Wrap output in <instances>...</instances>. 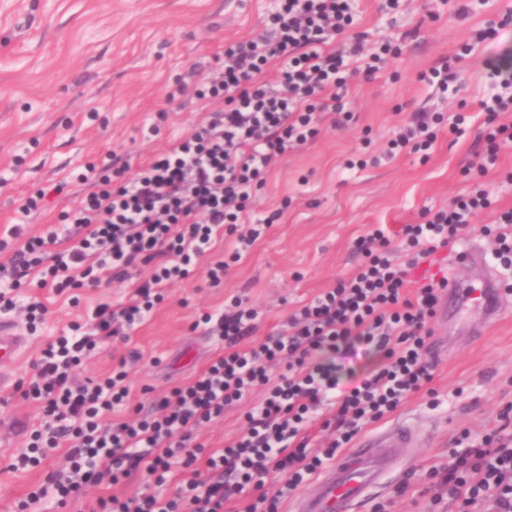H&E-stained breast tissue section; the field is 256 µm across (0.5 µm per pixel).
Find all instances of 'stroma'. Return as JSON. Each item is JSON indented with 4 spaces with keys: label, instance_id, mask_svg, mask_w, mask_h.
Returning <instances> with one entry per match:
<instances>
[{
    "label": "stroma",
    "instance_id": "1",
    "mask_svg": "<svg viewBox=\"0 0 512 512\" xmlns=\"http://www.w3.org/2000/svg\"><path fill=\"white\" fill-rule=\"evenodd\" d=\"M276 0H0V259L22 238L53 231L76 233L63 214L75 209L91 190L80 175L92 164L113 158L138 166L169 149L207 115L194 89L220 70L225 44L263 34ZM354 33L364 48L389 41L400 52L388 58L371 80L352 79L344 99L352 118L344 128L324 127L313 141L291 151L271 173L252 205L253 218L274 210L282 216L251 251L232 265L218 287L204 272L169 286L162 302L128 341L106 343L76 370L78 381L116 370L128 351L126 402L110 420L131 418L134 407L150 411L153 395L186 381L222 349L195 322L204 313L242 299L258 313V336L282 329L291 312L337 279L350 277L363 258L355 239L369 227L389 232L418 220L421 211L439 209L457 196L479 189L493 202L480 214L476 231L462 244L481 247L503 283L512 284V267L500 265L490 238L480 226L493 224L497 211L512 208V148L479 180L465 171L486 154V114L481 102L499 88L484 65L493 52H512V31L497 40L478 41L512 10V0H352ZM469 53H462V46ZM449 62L447 87L422 81L423 73ZM439 112L444 117L427 153L405 151L384 156L386 142L410 113ZM464 112L461 131L449 121ZM158 134H149L151 125ZM367 158L365 167L348 161ZM47 194L39 210H23L37 189ZM39 296L49 308L46 319L26 330V346L9 368L13 386L0 389V512H14L19 500L42 484L63 461V449L49 453L40 466L12 470L28 450L32 430L43 414L38 402L23 399L17 382L26 380L46 344L85 321L97 304L126 299L128 287L82 288L56 294L21 289ZM478 315L443 326L433 319L437 352L430 391L409 397L391 421L424 427L426 442L418 458L377 494L390 512H455L449 501L431 505L424 476L447 461L462 430L479 434L494 424L498 410L512 403V309L467 336ZM261 392L228 408L199 440L224 447L244 425L248 407ZM146 478L103 489L58 507L53 498L33 504L32 512H87L95 499L110 493L128 497L144 490ZM405 487L397 495V487Z\"/></svg>",
    "mask_w": 512,
    "mask_h": 512
}]
</instances>
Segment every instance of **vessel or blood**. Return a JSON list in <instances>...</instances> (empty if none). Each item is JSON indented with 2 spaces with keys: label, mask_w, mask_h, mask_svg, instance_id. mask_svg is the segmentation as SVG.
<instances>
[{
  "label": "vessel or blood",
  "mask_w": 512,
  "mask_h": 512,
  "mask_svg": "<svg viewBox=\"0 0 512 512\" xmlns=\"http://www.w3.org/2000/svg\"><path fill=\"white\" fill-rule=\"evenodd\" d=\"M482 259L480 249L468 247L455 253L453 260L437 258L419 268L421 278L446 279L447 288L438 304L442 321H454L469 309L478 310L482 324L496 322L512 305V293L506 292L494 270H487L478 287L472 288L453 277L451 265L471 267ZM26 343L19 326L0 319V360L15 355ZM420 439L418 429L399 423L378 435L363 438L339 459L327 466L312 486L289 506V512H356L359 505L374 499L381 487L412 458Z\"/></svg>",
  "instance_id": "obj_1"
}]
</instances>
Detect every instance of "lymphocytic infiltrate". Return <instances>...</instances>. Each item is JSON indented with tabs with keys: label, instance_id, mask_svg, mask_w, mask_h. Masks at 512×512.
<instances>
[{
	"label": "lymphocytic infiltrate",
	"instance_id": "f902f5d3",
	"mask_svg": "<svg viewBox=\"0 0 512 512\" xmlns=\"http://www.w3.org/2000/svg\"><path fill=\"white\" fill-rule=\"evenodd\" d=\"M353 21L351 0H277L265 34L225 46L219 78L196 89L197 97L213 103L203 124L133 178L102 163L96 191L68 216L85 230L75 244L58 248L54 232L31 237L0 262L1 313L16 308L17 291L27 283L58 294L105 280L130 286L125 302L97 304L86 322L48 343L33 365L22 396L41 404L45 422L17 465L39 466L61 447L66 453L44 486L18 502V512H29L50 492L66 506L85 486L116 484L139 470L160 486L176 465L184 477L172 496H102L89 512H278L286 492L432 381L429 322L443 285L430 279L408 292L409 269L396 264L394 254L409 253L415 267L454 244L491 208L481 191L424 210L418 222L402 225L399 244L382 228L369 229L356 240L364 258L357 272L289 316L287 331L247 347L244 339L257 329L255 309L236 299L223 312L203 314L208 335L224 352L188 383L153 400L154 415L103 424L129 395L126 371L82 383L72 378L103 342L140 325L167 285L201 270L219 286L232 263L278 220L273 212L247 224L256 191L289 151L317 135L323 116L342 114L350 75H375L394 53L387 43L347 54L328 49L329 39L345 35ZM491 71L509 95L487 109L489 154L476 166L480 174L512 147V124L499 120L512 110V57L495 59ZM442 122L439 113H413L388 142V155L429 149ZM224 232L237 238L228 259L215 254V239ZM143 266L149 276L137 277ZM259 387L265 397L245 413L233 442L211 451L196 443L201 427ZM331 400L335 413L321 417ZM497 420L481 437L463 432L447 463L427 472L431 487L447 488L456 512H474L484 502L493 503L494 512H512V405ZM316 426L334 437L313 452L309 432ZM273 478L282 488L271 489Z\"/></svg>",
	"mask_w": 512,
	"mask_h": 512
}]
</instances>
